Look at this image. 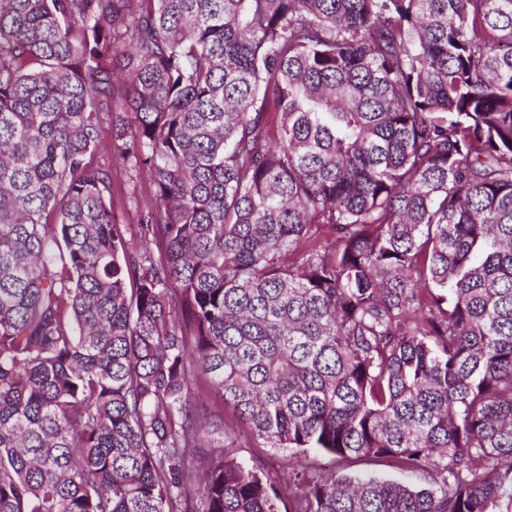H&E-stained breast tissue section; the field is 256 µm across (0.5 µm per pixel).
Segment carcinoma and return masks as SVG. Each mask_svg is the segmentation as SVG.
I'll use <instances>...</instances> for the list:
<instances>
[{
    "label": "carcinoma",
    "mask_w": 512,
    "mask_h": 512,
    "mask_svg": "<svg viewBox=\"0 0 512 512\" xmlns=\"http://www.w3.org/2000/svg\"><path fill=\"white\" fill-rule=\"evenodd\" d=\"M0 512H512V0H0ZM112 203L116 212L123 216L126 224H137L135 211L132 209V196L136 190L140 191L142 184H136L128 179L121 165L112 166ZM136 187V188H135ZM238 457L245 461L249 462L252 458L261 456L268 465V468L271 470H276L281 467L286 462V453L275 452L270 450L269 448H251L249 444L241 440L238 443ZM310 456L319 465L335 469L338 474L348 475L351 477L376 476L381 478L397 479L411 485H421L423 483V477L420 474L389 469L370 461H361L348 466L341 462H334L330 457L319 452L311 453Z\"/></svg>",
    "instance_id": "carcinoma-1"
}]
</instances>
